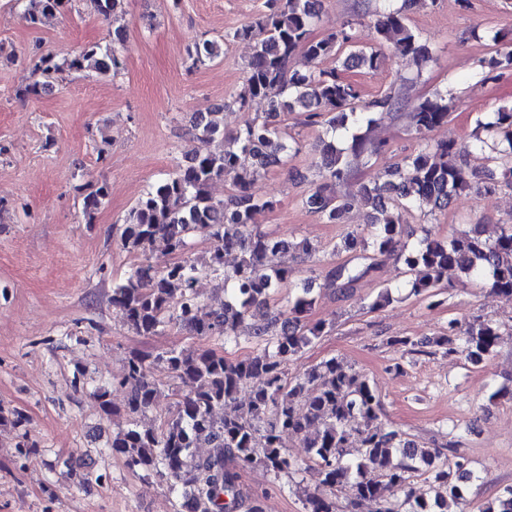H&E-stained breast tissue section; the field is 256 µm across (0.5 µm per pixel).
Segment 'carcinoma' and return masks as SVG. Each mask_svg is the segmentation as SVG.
<instances>
[{
  "instance_id": "carcinoma-1",
  "label": "carcinoma",
  "mask_w": 512,
  "mask_h": 512,
  "mask_svg": "<svg viewBox=\"0 0 512 512\" xmlns=\"http://www.w3.org/2000/svg\"><path fill=\"white\" fill-rule=\"evenodd\" d=\"M23 16L35 25L45 16L71 7L73 0H17ZM125 0H90L95 12L108 20ZM419 0H397L380 9L374 20L377 47L357 45L353 35L341 29L328 36L311 37L319 21L322 0H283L255 22L236 30L234 37L254 42V53L232 104L243 109L260 98L267 112L240 128L234 149L214 154L204 148L220 134L216 113L193 122L191 130L201 146L185 154V163L168 178L148 189L129 211L121 233L124 248L144 255L158 238L168 251L182 254L190 235L204 231L211 240L209 255L183 258L163 266L144 259L113 284L112 306L120 311L128 328L139 336H154L171 325L215 344L213 348L186 353L176 347L159 352H138L126 358L119 384L126 389V430L108 448L123 457L126 467L165 477L185 488L183 498L193 512H263L259 496L243 497L238 488L241 468L261 466L277 478L299 470L300 464L283 446V436H294L308 449L309 460L320 479L307 498L308 512H336L331 494L336 486L351 483L353 503L371 501L376 512H446L448 499L464 501L462 486L473 478L469 461L446 445L425 448L384 426L380 397L373 382L331 358L295 376L288 365L304 348L326 333L325 324L309 319L315 297L309 286L301 288L285 304L260 322H251L252 308L269 305L282 288L289 287L296 270L279 261L293 251L306 258L315 252L307 238L281 239L253 226L254 215L274 203L253 195L251 186L272 168L288 163L299 153V141L288 136L281 117L303 112L309 121L325 127L321 140L320 179L311 184L305 206L329 224H340L355 203L373 211L362 232L350 231L345 247L355 249L360 235L372 244L358 263L329 265L321 271V288L334 295L347 294L370 276L383 258L396 251L404 233L401 210L415 208L443 211L466 190L492 193L512 188V106L499 107L477 119L474 140L432 141L429 133L448 122L447 99L441 95L413 105L399 94L363 100L354 84L341 72L375 70L390 51L427 63L433 49L408 24V15ZM318 63L334 62L328 70L301 72L290 62L298 53ZM222 53L219 43L204 40L194 46L200 64ZM123 60L115 48L93 45L78 56L59 62L41 56L34 70L43 77L24 90L38 95L50 79L64 71L117 72ZM389 119L406 120L407 129L421 141L419 148L386 170V180L356 183L349 156L367 160L378 155L384 143L371 137L374 126ZM217 181H229L233 193L216 201L210 193ZM109 195L99 184L84 197L88 218ZM237 261L228 267L224 256ZM410 280L406 287L415 296L434 299L443 276L456 268L469 279L483 282L493 294L512 296V225L493 240L483 237L482 225L449 240L424 231L410 249L400 252ZM209 277L224 289V307L205 317L199 314L196 285ZM499 327L491 321L452 320L448 334L432 340L433 346L462 354L479 363L495 346ZM252 345L243 358L225 355L221 348ZM161 365L181 383L175 411L153 425L143 426L137 417L154 404L159 380L152 369ZM247 399L235 413L216 412ZM363 448L360 459L350 464L347 448L352 440ZM208 448L199 455L196 449ZM428 475V494L416 496L407 489L411 474ZM483 512H512V485L503 487Z\"/></svg>"
}]
</instances>
